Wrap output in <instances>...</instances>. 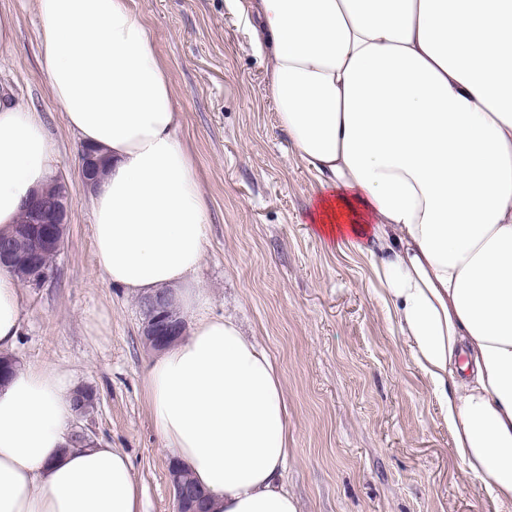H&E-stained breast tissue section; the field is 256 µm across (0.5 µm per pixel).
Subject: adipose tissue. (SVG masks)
<instances>
[{
  "label": "adipose tissue",
  "instance_id": "obj_1",
  "mask_svg": "<svg viewBox=\"0 0 512 512\" xmlns=\"http://www.w3.org/2000/svg\"><path fill=\"white\" fill-rule=\"evenodd\" d=\"M35 6L52 96L108 158L90 189L99 267L198 310L208 217L152 31L130 0ZM242 12L320 187L315 223L378 258L457 456L512 512V0H249ZM55 151L40 113L0 104V236L50 182ZM26 300L0 265V353L18 343ZM144 389L208 512H299L281 482L282 382L234 321H194ZM75 394L55 366L0 380V512H140L127 454L69 446Z\"/></svg>",
  "mask_w": 512,
  "mask_h": 512
}]
</instances>
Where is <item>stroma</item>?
Listing matches in <instances>:
<instances>
[{"label":"stroma","instance_id":"35a3bbf8","mask_svg":"<svg viewBox=\"0 0 512 512\" xmlns=\"http://www.w3.org/2000/svg\"><path fill=\"white\" fill-rule=\"evenodd\" d=\"M156 37L209 211L193 277L202 314L228 317L266 349L288 408L282 481L301 512H496L456 455L436 399L383 301L371 258L312 221L318 184L269 100L266 63L233 0H132ZM16 24L0 44V94L40 112L66 187L64 248L28 296L12 352L65 369L96 401L80 423L130 457L142 512H175L172 456L144 394L154 356L140 298L97 264L81 143L45 74L34 0H0Z\"/></svg>","mask_w":512,"mask_h":512}]
</instances>
